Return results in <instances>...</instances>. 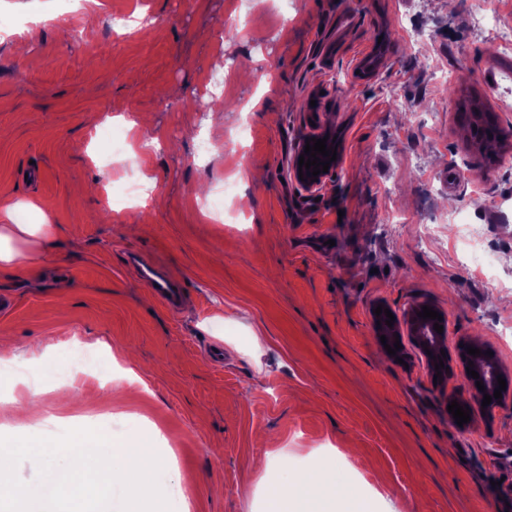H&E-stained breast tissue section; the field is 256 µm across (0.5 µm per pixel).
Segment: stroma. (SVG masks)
<instances>
[{"mask_svg":"<svg viewBox=\"0 0 512 512\" xmlns=\"http://www.w3.org/2000/svg\"><path fill=\"white\" fill-rule=\"evenodd\" d=\"M29 2L0 0L43 18L27 53L0 37V199L39 203L56 247L0 275L15 299L0 332L16 342L0 357V447L27 435L6 401L38 400L58 439L65 400L101 438L76 445L80 464L165 433L183 494L172 512H266L289 470L329 461L359 512H512V402L456 426L461 365L438 382L416 348L397 363L371 317L431 303L448 316L447 348L479 337L512 376V341L492 330L512 323V97L499 90L512 54L471 25L480 3L512 28V0H97L68 17ZM118 11L157 24L108 35ZM414 25L434 41L415 45ZM466 106L496 117L494 156L473 145ZM91 113L147 121L158 149L106 163ZM328 128L339 165L305 189L292 157ZM144 175L161 202L112 212L113 184ZM227 180L238 217L218 224L199 199ZM428 219L441 233L426 241ZM462 224L500 248L498 280L463 269ZM131 250L187 282L179 314L126 266ZM99 341L131 354L127 377L60 383L71 344ZM212 345L223 367L205 359Z\"/></svg>","mask_w":512,"mask_h":512,"instance_id":"stroma-1","label":"stroma"}]
</instances>
